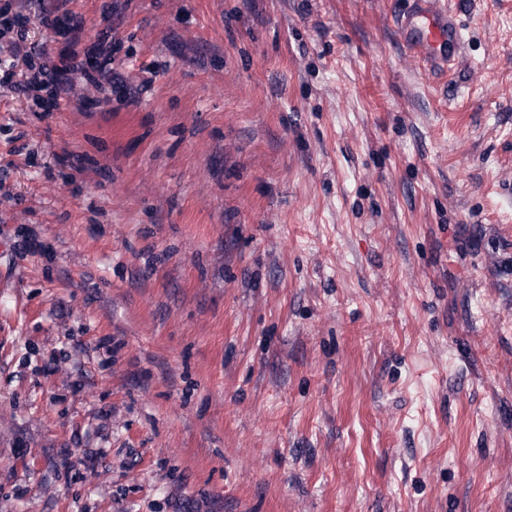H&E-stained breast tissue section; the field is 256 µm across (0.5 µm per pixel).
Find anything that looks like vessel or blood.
<instances>
[{
    "mask_svg": "<svg viewBox=\"0 0 512 512\" xmlns=\"http://www.w3.org/2000/svg\"><path fill=\"white\" fill-rule=\"evenodd\" d=\"M407 15L397 20V31L408 54L427 70H448L455 66L463 44V32L456 13L447 0H412ZM87 121H103L106 135L122 138L133 134V116L129 113H110L97 116L86 113Z\"/></svg>",
    "mask_w": 512,
    "mask_h": 512,
    "instance_id": "obj_1",
    "label": "vessel or blood"
}]
</instances>
